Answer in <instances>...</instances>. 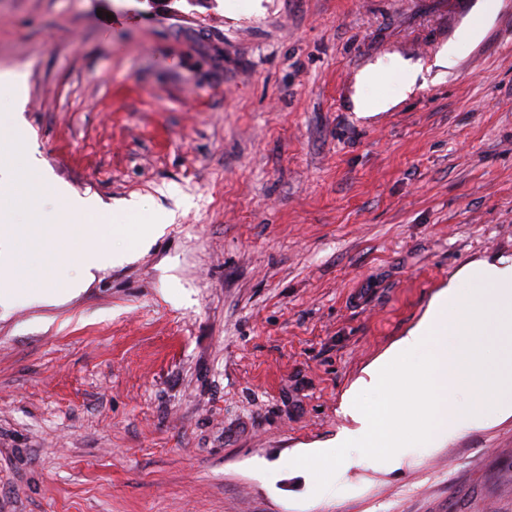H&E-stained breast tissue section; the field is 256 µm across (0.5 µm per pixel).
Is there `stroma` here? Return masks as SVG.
Listing matches in <instances>:
<instances>
[{"instance_id": "35a3bbf8", "label": "stroma", "mask_w": 512, "mask_h": 512, "mask_svg": "<svg viewBox=\"0 0 512 512\" xmlns=\"http://www.w3.org/2000/svg\"><path fill=\"white\" fill-rule=\"evenodd\" d=\"M483 3L0 0V69L88 223L176 215L0 320V512H512V415L332 498L290 464L352 427L344 396L450 276L512 255V0ZM393 56L425 87L382 71L389 108L357 118ZM379 69L378 64L369 65L356 76L355 93L352 96L357 115L362 117L372 116L378 111L387 108L389 100L374 101L368 94L367 89L370 81L375 77Z\"/></svg>"}]
</instances>
